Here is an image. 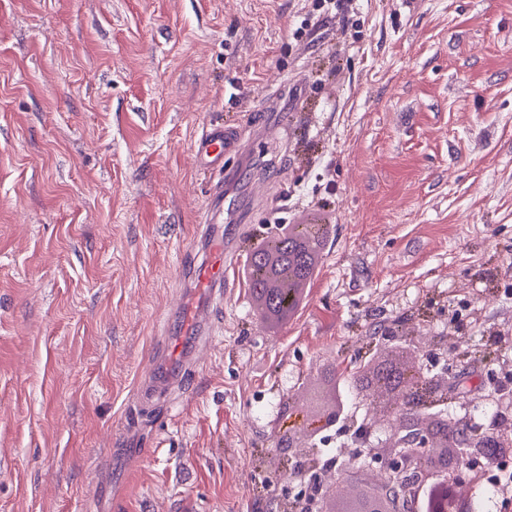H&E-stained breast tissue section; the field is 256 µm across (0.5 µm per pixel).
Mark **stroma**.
<instances>
[{
    "label": "stroma",
    "instance_id": "1",
    "mask_svg": "<svg viewBox=\"0 0 512 512\" xmlns=\"http://www.w3.org/2000/svg\"><path fill=\"white\" fill-rule=\"evenodd\" d=\"M0 0V512H268L282 401L382 333L464 341L476 420L512 389V0ZM236 97H229V90ZM242 125L224 160L237 228L220 329L191 390L140 397L183 335L169 312L201 255L211 180L193 144ZM325 224L308 296L263 316L241 268L276 217Z\"/></svg>",
    "mask_w": 512,
    "mask_h": 512
}]
</instances>
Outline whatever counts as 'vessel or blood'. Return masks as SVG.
Listing matches in <instances>:
<instances>
[{"mask_svg":"<svg viewBox=\"0 0 512 512\" xmlns=\"http://www.w3.org/2000/svg\"><path fill=\"white\" fill-rule=\"evenodd\" d=\"M240 146L237 135L225 132L223 126H206L193 145L194 158L201 170L214 175L216 181L209 190V202L203 221L211 231L205 238L204 260L195 261L186 268L187 288L181 301L172 311V317L184 321L192 338V351H184L177 339H169L165 352L157 354L155 364L178 363L189 369L197 359V348L215 333L211 311L224 300V290L230 283L227 256L235 244L234 238L215 231L224 212V158Z\"/></svg>","mask_w":512,"mask_h":512,"instance_id":"b4317fda","label":"vessel or blood"}]
</instances>
